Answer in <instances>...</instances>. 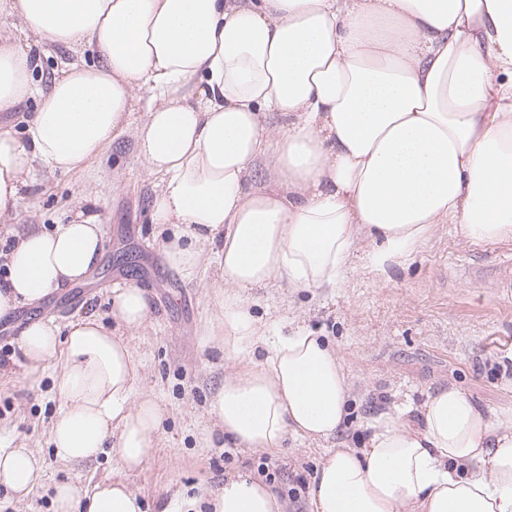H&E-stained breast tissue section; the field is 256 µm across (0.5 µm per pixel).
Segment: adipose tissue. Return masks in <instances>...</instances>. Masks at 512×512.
<instances>
[{
	"instance_id": "1",
	"label": "adipose tissue",
	"mask_w": 512,
	"mask_h": 512,
	"mask_svg": "<svg viewBox=\"0 0 512 512\" xmlns=\"http://www.w3.org/2000/svg\"><path fill=\"white\" fill-rule=\"evenodd\" d=\"M0 19L93 62L47 92L29 46L0 35V112L41 103L27 140L0 131V216L18 212L34 161L76 172L131 134L158 190L151 221L169 265L196 280L216 264L226 372L210 406L238 447L274 453L288 435L341 428L350 382L334 347L305 329L271 335L245 292L277 279L332 288L360 239L380 275L408 262L435 225L470 243L512 240V0H0ZM146 109L138 124L130 117ZM98 214L19 238L6 254L0 317L39 305L98 264ZM111 316L144 327L146 292L112 288ZM32 372L59 360L56 458L104 448L123 471L153 458L163 409L136 390L139 362L96 316L67 332H20ZM42 467L0 448V487L25 495ZM313 512H512V409L485 412L460 389L429 393L420 425L379 417L360 448L329 452ZM54 512H143L120 481L79 494L55 484ZM210 512H286L251 473L225 479Z\"/></svg>"
}]
</instances>
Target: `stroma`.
<instances>
[{
    "mask_svg": "<svg viewBox=\"0 0 512 512\" xmlns=\"http://www.w3.org/2000/svg\"><path fill=\"white\" fill-rule=\"evenodd\" d=\"M154 195L122 136L82 172L50 173L36 166L17 217L0 219V239L35 226L67 222L70 209L89 203L105 227L102 259L81 286L50 293L39 306H18L0 319V448H30L42 459L43 481L25 497L0 489V512H52L48 486L69 482L91 490L120 479L140 494L144 512H163L172 500L205 501L228 475L257 473L260 453L225 449L209 404L231 363L209 327L214 294L209 273L187 281L169 267L149 222ZM369 241H359L338 287L295 289L274 283L248 291L256 317L272 332L306 327L336 348L351 381L345 422L328 440L289 436L270 467L287 512H312L307 495L316 467L330 448H358L368 424L385 412L408 408L417 419L428 393L462 390L482 410L512 408V313L486 277L501 244L462 240L454 225H437L429 241L380 280L365 266ZM132 282L151 301L149 320L125 338L141 362L139 389L164 410L158 447L141 470L121 473L111 455L63 463L48 445L60 399L52 367L30 375L18 335L30 318L64 326L91 313L108 316L114 284Z\"/></svg>",
    "mask_w": 512,
    "mask_h": 512,
    "instance_id": "35a3bbf8",
    "label": "stroma"
}]
</instances>
